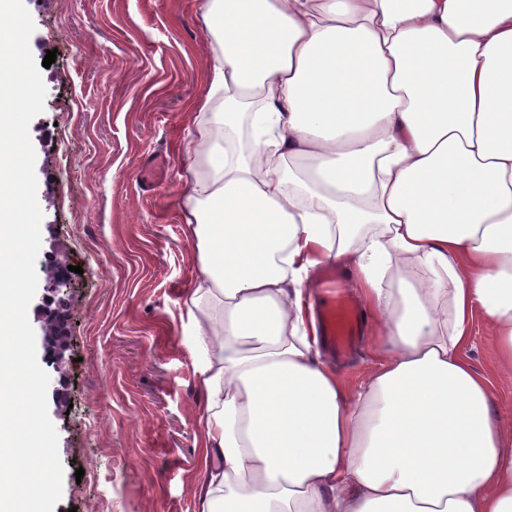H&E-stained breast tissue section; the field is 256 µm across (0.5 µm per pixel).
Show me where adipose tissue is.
<instances>
[{
	"label": "adipose tissue",
	"instance_id": "adipose-tissue-1",
	"mask_svg": "<svg viewBox=\"0 0 512 512\" xmlns=\"http://www.w3.org/2000/svg\"><path fill=\"white\" fill-rule=\"evenodd\" d=\"M215 42L183 182L197 512H512V0H206ZM372 310L349 390L305 294ZM473 336L472 347L468 357L475 369L491 372L495 365V340L483 313L477 311L471 322Z\"/></svg>",
	"mask_w": 512,
	"mask_h": 512
}]
</instances>
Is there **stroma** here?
I'll return each mask as SVG.
<instances>
[{"label":"stroma","instance_id":"1","mask_svg":"<svg viewBox=\"0 0 512 512\" xmlns=\"http://www.w3.org/2000/svg\"><path fill=\"white\" fill-rule=\"evenodd\" d=\"M205 0H24L44 110L29 125L43 212L37 265L71 254L69 293L39 277L28 319L59 313L48 414L64 467L55 512H196L200 397L185 301L197 271L182 177L213 55ZM165 172L141 181L156 156ZM94 471L77 480V469Z\"/></svg>","mask_w":512,"mask_h":512}]
</instances>
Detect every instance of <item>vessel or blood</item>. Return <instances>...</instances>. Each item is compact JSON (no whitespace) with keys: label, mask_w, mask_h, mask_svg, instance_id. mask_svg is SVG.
<instances>
[{"label":"vessel or blood","mask_w":512,"mask_h":512,"mask_svg":"<svg viewBox=\"0 0 512 512\" xmlns=\"http://www.w3.org/2000/svg\"><path fill=\"white\" fill-rule=\"evenodd\" d=\"M314 294L321 336L334 354L347 356L361 321V307L356 295L349 292L342 272L333 266L320 272L314 284Z\"/></svg>","instance_id":"1"}]
</instances>
